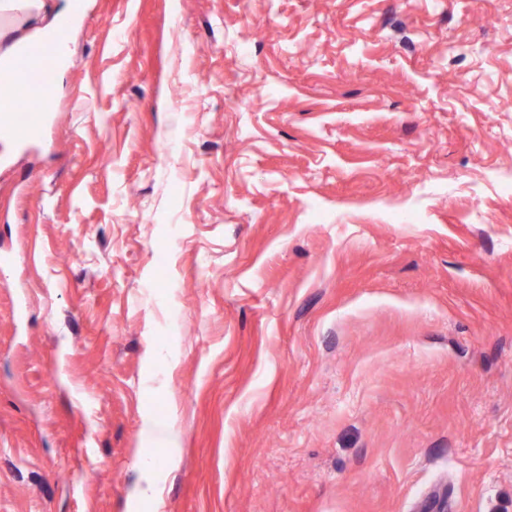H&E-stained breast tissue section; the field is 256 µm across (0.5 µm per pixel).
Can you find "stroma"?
<instances>
[{"instance_id":"1","label":"stroma","mask_w":512,"mask_h":512,"mask_svg":"<svg viewBox=\"0 0 512 512\" xmlns=\"http://www.w3.org/2000/svg\"><path fill=\"white\" fill-rule=\"evenodd\" d=\"M84 11L0 142V512H512V0Z\"/></svg>"}]
</instances>
